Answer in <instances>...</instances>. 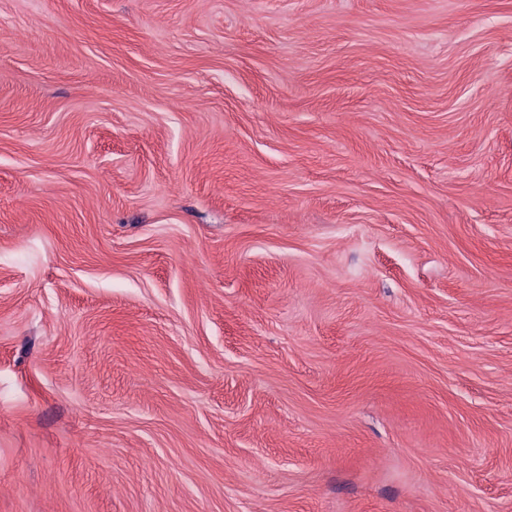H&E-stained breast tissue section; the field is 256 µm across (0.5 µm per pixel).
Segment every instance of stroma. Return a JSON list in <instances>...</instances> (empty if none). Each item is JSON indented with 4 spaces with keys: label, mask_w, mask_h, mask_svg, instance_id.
Segmentation results:
<instances>
[{
    "label": "stroma",
    "mask_w": 512,
    "mask_h": 512,
    "mask_svg": "<svg viewBox=\"0 0 512 512\" xmlns=\"http://www.w3.org/2000/svg\"><path fill=\"white\" fill-rule=\"evenodd\" d=\"M0 512H512V0H0Z\"/></svg>",
    "instance_id": "1"
}]
</instances>
